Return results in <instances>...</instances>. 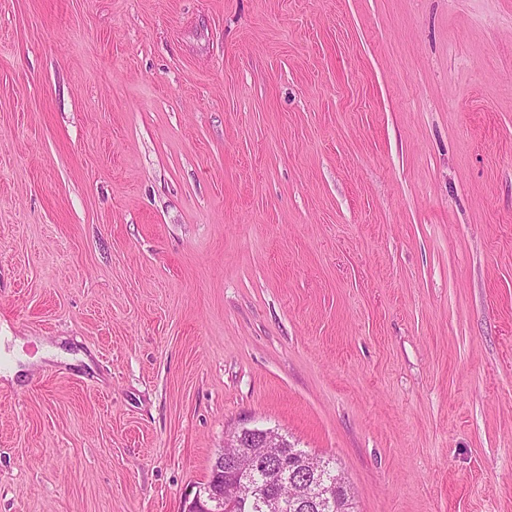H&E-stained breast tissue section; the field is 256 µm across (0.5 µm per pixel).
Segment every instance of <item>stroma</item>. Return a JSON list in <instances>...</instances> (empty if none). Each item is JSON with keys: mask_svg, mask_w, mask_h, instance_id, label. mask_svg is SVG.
Segmentation results:
<instances>
[{"mask_svg": "<svg viewBox=\"0 0 512 512\" xmlns=\"http://www.w3.org/2000/svg\"><path fill=\"white\" fill-rule=\"evenodd\" d=\"M24 361L0 512H181L244 426L512 512V0H0Z\"/></svg>", "mask_w": 512, "mask_h": 512, "instance_id": "1", "label": "stroma"}]
</instances>
